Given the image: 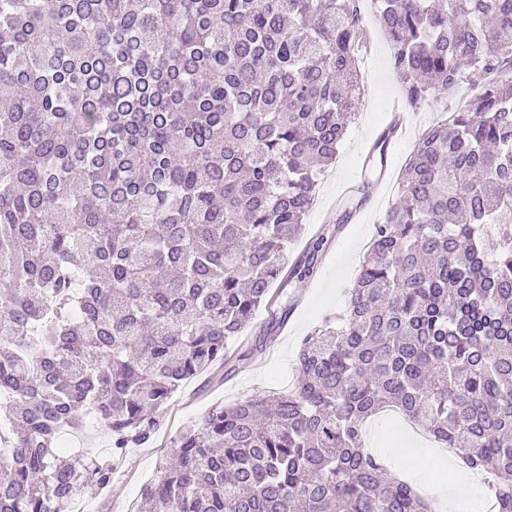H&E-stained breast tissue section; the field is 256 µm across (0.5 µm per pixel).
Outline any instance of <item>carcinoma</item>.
<instances>
[{
	"instance_id": "carcinoma-1",
	"label": "carcinoma",
	"mask_w": 512,
	"mask_h": 512,
	"mask_svg": "<svg viewBox=\"0 0 512 512\" xmlns=\"http://www.w3.org/2000/svg\"><path fill=\"white\" fill-rule=\"evenodd\" d=\"M430 126L374 225L343 315L297 384L209 409L142 492L148 512H436L364 448L402 411L512 512V0H373ZM360 0H0V512H68L112 453L218 363L260 353L273 291L359 99ZM312 239L290 276L310 275ZM263 337L226 351L258 309ZM88 434L90 439L84 440V436ZM82 440L80 444H71L73 449L89 448L95 455L109 456L111 443L107 436H105L98 429L97 424L90 418L86 420L85 433L79 436Z\"/></svg>"
}]
</instances>
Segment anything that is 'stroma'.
Masks as SVG:
<instances>
[{
    "mask_svg": "<svg viewBox=\"0 0 512 512\" xmlns=\"http://www.w3.org/2000/svg\"><path fill=\"white\" fill-rule=\"evenodd\" d=\"M386 45H372L367 57L373 78L360 95L356 114L340 146L336 160L322 176L314 202L305 220L302 237L288 249L285 264L293 266L308 238L325 226V213L336 193L353 180L366 162L369 142L387 124L395 105L403 104L398 79L390 68ZM460 102L437 95L428 96L412 109L414 124L408 137L393 149L388 160V183L379 206L361 222L344 224L312 275L286 280L284 290L290 296H303V304L291 316L287 331L276 336L274 347L263 358L246 357L224 381L198 377L172 396L158 415L156 430L148 445L130 448L117 460L112 485L97 498L85 499V512H134L145 483L159 463L172 454L173 438L202 416L211 406L230 403L258 391L285 392L296 380V362L300 344L311 335L325 317L339 315L345 296L353 287L363 255L370 243L374 224L379 223L401 190V174L417 139L432 123L458 111ZM366 444L392 470L423 489L435 499L442 512H487L491 497L480 475L467 473L459 458L435 462L428 454V442L414 439L397 420L380 414L368 423ZM467 473L468 484L458 488L457 477Z\"/></svg>",
    "mask_w": 512,
    "mask_h": 512,
    "instance_id": "stroma-1",
    "label": "stroma"
}]
</instances>
